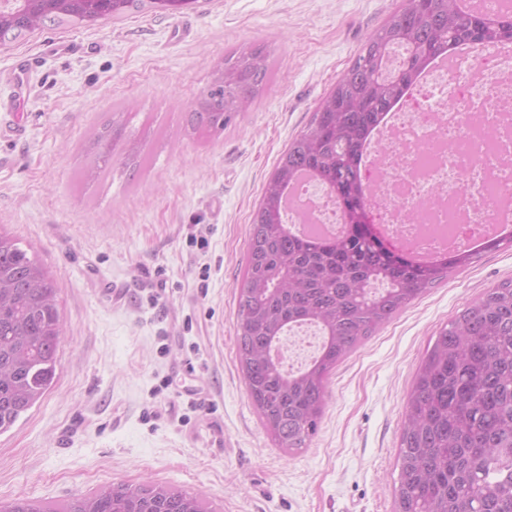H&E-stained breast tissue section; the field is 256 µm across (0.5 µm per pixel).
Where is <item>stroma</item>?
Instances as JSON below:
<instances>
[{
    "label": "stroma",
    "instance_id": "stroma-1",
    "mask_svg": "<svg viewBox=\"0 0 512 512\" xmlns=\"http://www.w3.org/2000/svg\"><path fill=\"white\" fill-rule=\"evenodd\" d=\"M405 0H200L0 49V225L52 274L65 324L53 388L0 434V500L58 508L105 485L163 483L209 512H394L407 394L438 332L512 277L478 247L337 365L308 447L267 436L236 359L251 217L288 143ZM71 43L69 54L49 44ZM263 45L260 98L208 140L185 116L216 61ZM37 64L25 86L18 60ZM141 141L94 180L113 113ZM23 119L25 133L12 124ZM160 300H152L154 292Z\"/></svg>",
    "mask_w": 512,
    "mask_h": 512
}]
</instances>
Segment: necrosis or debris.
<instances>
[{"label": "necrosis or debris", "mask_w": 512, "mask_h": 512, "mask_svg": "<svg viewBox=\"0 0 512 512\" xmlns=\"http://www.w3.org/2000/svg\"><path fill=\"white\" fill-rule=\"evenodd\" d=\"M390 150L364 170L373 224L418 260L439 257L432 235L451 224L480 242L486 226L512 224L499 205L512 193V47L467 49L434 62L388 114ZM289 223L343 227L327 189L307 181Z\"/></svg>", "instance_id": "4bbe7bcc"}]
</instances>
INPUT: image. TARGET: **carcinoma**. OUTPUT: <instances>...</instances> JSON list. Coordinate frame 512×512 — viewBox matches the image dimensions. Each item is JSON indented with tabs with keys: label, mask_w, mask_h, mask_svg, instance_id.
<instances>
[{
	"label": "carcinoma",
	"mask_w": 512,
	"mask_h": 512,
	"mask_svg": "<svg viewBox=\"0 0 512 512\" xmlns=\"http://www.w3.org/2000/svg\"><path fill=\"white\" fill-rule=\"evenodd\" d=\"M199 0H0V47L44 28L90 27L129 11L168 12ZM512 42V9L465 14L458 0H407L366 41L309 126L280 155L253 213L237 299V360L263 428L283 450L307 447L327 406L336 365L471 254L432 262L386 257L355 227L332 240L289 232L283 202L308 174L342 213L366 209L364 150L385 116L429 64L468 43ZM400 46L395 72L384 58ZM269 52L243 46L219 62L187 112L185 131L206 138L231 125L264 91ZM112 117L92 143L95 163L139 154ZM58 288L19 240L0 231V434L52 388L63 323ZM315 325L318 354L297 370L272 351L288 332ZM395 512H512V279L487 289L438 333L408 395L400 433ZM0 512H49L35 500L0 501ZM63 512H207L196 495L166 484L110 485Z\"/></svg>",
	"instance_id": "cac0c4a2"
}]
</instances>
